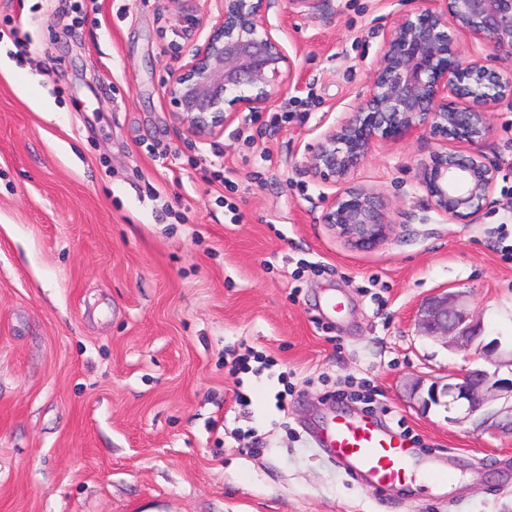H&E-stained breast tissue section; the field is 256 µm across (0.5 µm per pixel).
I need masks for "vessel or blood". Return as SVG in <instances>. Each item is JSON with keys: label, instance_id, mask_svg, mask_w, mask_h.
<instances>
[{"label": "vessel or blood", "instance_id": "vessel-or-blood-1", "mask_svg": "<svg viewBox=\"0 0 512 512\" xmlns=\"http://www.w3.org/2000/svg\"><path fill=\"white\" fill-rule=\"evenodd\" d=\"M319 443L353 481L381 495L423 476L437 487L454 479L446 465L434 460L418 463L403 438L373 414L332 415L320 431Z\"/></svg>", "mask_w": 512, "mask_h": 512}]
</instances>
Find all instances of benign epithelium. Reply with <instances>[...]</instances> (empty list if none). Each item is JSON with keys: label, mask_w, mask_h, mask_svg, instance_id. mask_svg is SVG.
I'll return each instance as SVG.
<instances>
[{"label": "benign epithelium", "mask_w": 512, "mask_h": 512, "mask_svg": "<svg viewBox=\"0 0 512 512\" xmlns=\"http://www.w3.org/2000/svg\"><path fill=\"white\" fill-rule=\"evenodd\" d=\"M386 34L371 69L369 95L324 131L309 152L305 168L334 188L320 221L361 249L386 241L393 231L378 193L353 184L355 171L380 142H401L421 130L445 141L465 143L468 153L442 151L421 167L417 183L429 206L449 221L472 219L494 193L499 169L483 160L477 146L492 130L493 112L512 105V71L485 64L484 52L512 54V0H418ZM277 0H216L203 41L195 42L165 86L174 115L190 137L205 140L244 112L273 105L301 82L282 43L267 24ZM469 40L467 55L457 37ZM423 335L458 351L474 349L494 370L465 368L436 381L421 395L425 408L444 406L455 424L512 429V419L493 422L487 406L512 400V350L485 341L482 321L443 292L417 310Z\"/></svg>", "instance_id": "7a95c632"}]
</instances>
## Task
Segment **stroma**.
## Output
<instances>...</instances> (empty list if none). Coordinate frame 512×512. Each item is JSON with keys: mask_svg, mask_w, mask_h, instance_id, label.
<instances>
[{"mask_svg": "<svg viewBox=\"0 0 512 512\" xmlns=\"http://www.w3.org/2000/svg\"><path fill=\"white\" fill-rule=\"evenodd\" d=\"M416 7L279 0L268 21L301 105L200 141L163 90L204 36V0H0V512H512V433L410 394L481 362L420 335L437 290L512 348V107L493 114L482 153L501 172L470 221L416 187L453 148L427 131L377 144L356 173L394 225L372 249L320 223L326 187L305 168ZM248 352L270 367L232 376ZM344 383L449 462L444 495L378 499L321 451L315 429L361 409L328 399Z\"/></svg>", "mask_w": 512, "mask_h": 512, "instance_id": "35a3bbf8", "label": "stroma"}]
</instances>
